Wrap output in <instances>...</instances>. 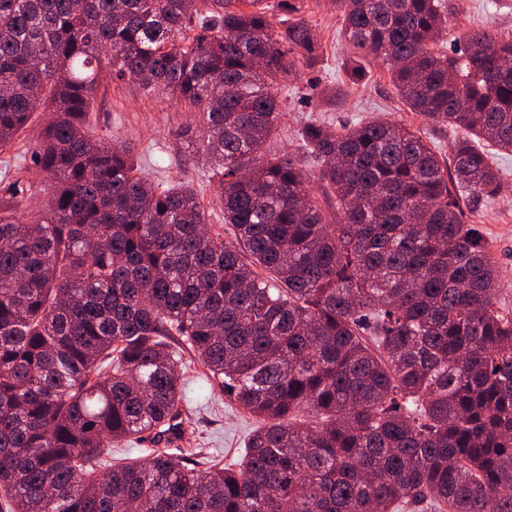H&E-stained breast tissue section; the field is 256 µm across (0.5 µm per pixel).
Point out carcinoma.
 Masks as SVG:
<instances>
[{
	"label": "carcinoma",
	"instance_id": "cac0c4a2",
	"mask_svg": "<svg viewBox=\"0 0 512 512\" xmlns=\"http://www.w3.org/2000/svg\"><path fill=\"white\" fill-rule=\"evenodd\" d=\"M336 6L355 56L461 131L449 154L381 117L305 123L310 171L269 152L276 79L322 50L269 0H0V148L53 112L0 204L8 512H512V313L465 214L501 186L479 143L512 152V35L476 28L450 55L449 0ZM104 59L195 109L232 239L204 232L190 183L89 135ZM179 341L261 420L234 469L169 452ZM146 439L141 461L103 459Z\"/></svg>",
	"mask_w": 512,
	"mask_h": 512
}]
</instances>
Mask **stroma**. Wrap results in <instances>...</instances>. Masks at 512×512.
<instances>
[{
	"instance_id": "1",
	"label": "stroma",
	"mask_w": 512,
	"mask_h": 512,
	"mask_svg": "<svg viewBox=\"0 0 512 512\" xmlns=\"http://www.w3.org/2000/svg\"><path fill=\"white\" fill-rule=\"evenodd\" d=\"M456 17L453 31L457 37L477 27H490L502 33L512 32V8H500L496 0H452ZM298 5L300 15L316 30L322 54L308 65L284 75L279 84L281 122L269 146L277 153L298 149L297 131L309 120H323L334 125L354 124L383 114L407 127L421 130L441 150H448L454 138L452 130L423 121L396 97L384 66L363 60V78L354 79L350 70L353 54L341 37L342 20L334 0H291L274 8L276 19H288L289 5ZM455 41L449 49H456ZM98 117L96 136L114 134L130 142L141 161L145 175L157 182H191L207 210V221H224L222 205L214 187L205 179L209 167L205 160L184 161V147L179 133L192 124L194 116L180 100L156 97L137 84L114 82L109 71H102L93 99ZM494 164L503 180L494 197L485 200L471 214L492 243L493 257L499 270V297L512 308V153L492 152ZM186 412L192 430L183 445L201 449L207 456L218 458L221 465L240 461L244 442L259 425L258 420L232 404L214 388L189 350H182Z\"/></svg>"
}]
</instances>
